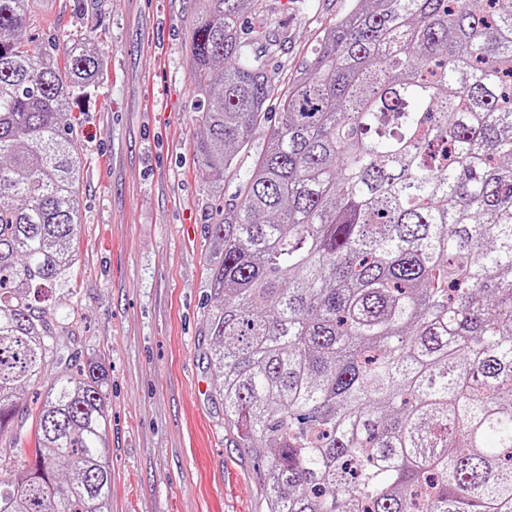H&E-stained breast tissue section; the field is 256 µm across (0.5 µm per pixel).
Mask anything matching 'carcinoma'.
<instances>
[{
  "mask_svg": "<svg viewBox=\"0 0 512 512\" xmlns=\"http://www.w3.org/2000/svg\"><path fill=\"white\" fill-rule=\"evenodd\" d=\"M32 4L0 0V436L56 354L67 111L102 77L82 33L61 57L24 39ZM204 12L196 162L217 189L251 160L208 229L210 366L267 512H512V0H351L277 112L242 26L263 0ZM107 424L97 367L56 376L0 455V512H112Z\"/></svg>",
  "mask_w": 512,
  "mask_h": 512,
  "instance_id": "obj_1",
  "label": "carcinoma"
}]
</instances>
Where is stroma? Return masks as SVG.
Returning <instances> with one entry per match:
<instances>
[{"label": "stroma", "instance_id": "obj_1", "mask_svg": "<svg viewBox=\"0 0 512 512\" xmlns=\"http://www.w3.org/2000/svg\"><path fill=\"white\" fill-rule=\"evenodd\" d=\"M348 0H267L262 17L277 93L313 60ZM203 0H59L35 11L36 45L68 47L81 31L102 52L103 79L78 101L83 154L78 262L69 292L47 307L58 350L107 374L112 512H265V459L237 447L213 396L201 302L208 226L235 204L241 179L212 193L198 169L190 41Z\"/></svg>", "mask_w": 512, "mask_h": 512}]
</instances>
